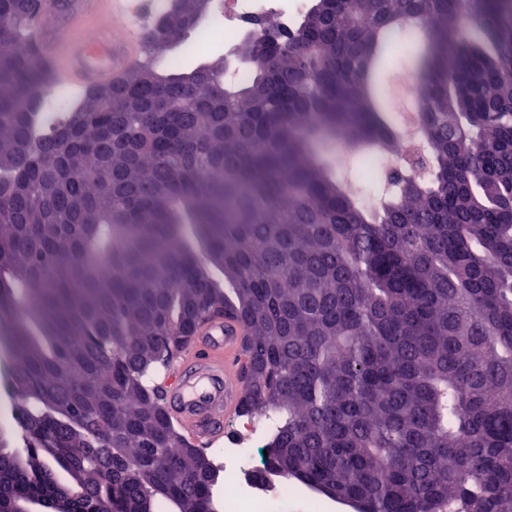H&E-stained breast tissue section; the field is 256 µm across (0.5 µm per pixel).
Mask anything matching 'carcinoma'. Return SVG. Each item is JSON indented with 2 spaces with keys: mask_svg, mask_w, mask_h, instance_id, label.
Instances as JSON below:
<instances>
[{
  "mask_svg": "<svg viewBox=\"0 0 512 512\" xmlns=\"http://www.w3.org/2000/svg\"><path fill=\"white\" fill-rule=\"evenodd\" d=\"M197 0H167L149 59L110 105L92 90L71 151L8 167L53 86L25 10L0 0V298L19 312L11 387L26 454L0 434V506L77 487L70 512L147 499L216 512L152 384L216 315L247 333L239 413L272 421L264 473L357 512H512V0H310L288 46L244 35L224 59L161 73ZM412 38L407 163L368 199L353 172L401 149L385 82ZM345 140L348 169L318 153ZM112 165L109 189L98 181Z\"/></svg>",
  "mask_w": 512,
  "mask_h": 512,
  "instance_id": "1",
  "label": "carcinoma"
}]
</instances>
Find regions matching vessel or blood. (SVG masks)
Masks as SVG:
<instances>
[{"instance_id":"obj_1","label":"vessel or blood","mask_w":512,"mask_h":512,"mask_svg":"<svg viewBox=\"0 0 512 512\" xmlns=\"http://www.w3.org/2000/svg\"><path fill=\"white\" fill-rule=\"evenodd\" d=\"M94 10H74L67 25L36 30L60 80L81 90L117 83L139 62L144 28L129 18L126 0H95ZM75 32L109 33L107 45L78 43ZM245 331L230 318L205 323L181 351L164 385V403L185 436L208 448L223 439L225 425L248 389Z\"/></svg>"}]
</instances>
